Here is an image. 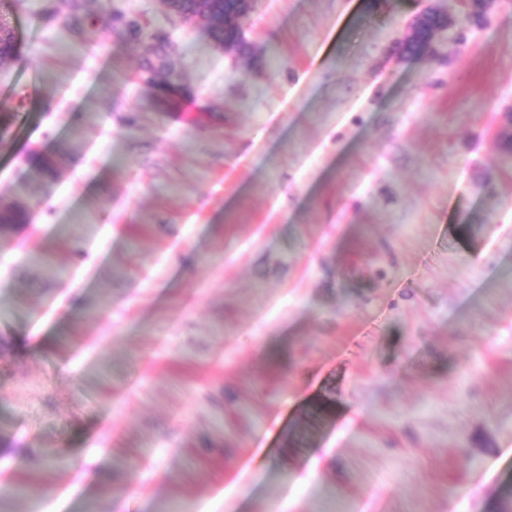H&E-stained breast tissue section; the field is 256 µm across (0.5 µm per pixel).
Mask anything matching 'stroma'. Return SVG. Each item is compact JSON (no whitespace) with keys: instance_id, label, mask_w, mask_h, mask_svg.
Returning a JSON list of instances; mask_svg holds the SVG:
<instances>
[{"instance_id":"35a3bbf8","label":"stroma","mask_w":512,"mask_h":512,"mask_svg":"<svg viewBox=\"0 0 512 512\" xmlns=\"http://www.w3.org/2000/svg\"><path fill=\"white\" fill-rule=\"evenodd\" d=\"M425 12L0 0V512H497L512 0ZM184 0H155L161 13L170 16H177L187 22L193 23L206 31H210L211 26L216 21L218 6L223 0H190L184 1V6L190 9H182L180 4Z\"/></svg>"}]
</instances>
